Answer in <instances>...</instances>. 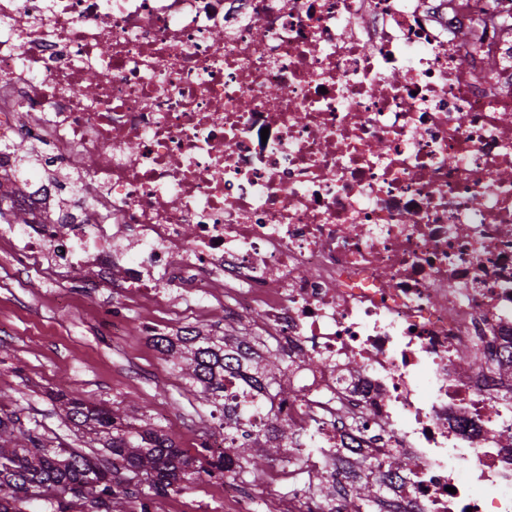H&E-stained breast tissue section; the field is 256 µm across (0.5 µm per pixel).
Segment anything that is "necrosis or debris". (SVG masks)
Here are the masks:
<instances>
[{
	"label": "necrosis or debris",
	"instance_id": "necrosis-or-debris-1",
	"mask_svg": "<svg viewBox=\"0 0 512 512\" xmlns=\"http://www.w3.org/2000/svg\"><path fill=\"white\" fill-rule=\"evenodd\" d=\"M485 9L512 0H0V168L19 139L53 168L0 240L259 317L306 361L268 413L322 450L280 467L296 491L512 512V32ZM75 155L92 224L54 186ZM336 494L342 499L337 512H378L374 506L381 504V487L367 480L354 481L336 490Z\"/></svg>",
	"mask_w": 512,
	"mask_h": 512
}]
</instances>
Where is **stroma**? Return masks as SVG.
Masks as SVG:
<instances>
[{
    "label": "stroma",
    "mask_w": 512,
    "mask_h": 512,
    "mask_svg": "<svg viewBox=\"0 0 512 512\" xmlns=\"http://www.w3.org/2000/svg\"><path fill=\"white\" fill-rule=\"evenodd\" d=\"M123 309L126 329L112 333L108 313ZM155 332L193 329L205 336H254L253 317H227L217 301L200 304L172 286L163 299L132 298L117 282L91 283L87 273L64 282L38 276L15 265L0 251V398L26 426H39L54 441L76 444L71 425L59 410V393H75L138 418L168 434L192 458L205 454L218 416L200 403L170 359L160 354L144 322ZM277 461L244 466L239 481L252 501L251 512L276 504L287 512L285 483H271ZM153 512H231L224 502V481L199 476L184 489L156 497Z\"/></svg>",
    "instance_id": "obj_1"
}]
</instances>
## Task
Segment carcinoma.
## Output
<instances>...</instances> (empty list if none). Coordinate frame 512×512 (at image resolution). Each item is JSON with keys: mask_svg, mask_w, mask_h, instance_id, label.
<instances>
[{"mask_svg": "<svg viewBox=\"0 0 512 512\" xmlns=\"http://www.w3.org/2000/svg\"><path fill=\"white\" fill-rule=\"evenodd\" d=\"M251 340L250 336H182L179 342L189 353L184 358L169 337H152L157 350L181 367L190 386L223 415L224 380L237 377L235 399L240 411L228 418L224 432L230 451L241 462L254 457L256 448L269 458L295 451L302 442L301 429L288 421L278 425L283 447L258 428L259 415L284 394L282 378L288 367L271 349L263 363L252 360ZM59 401L66 419L81 430L89 446L100 444L102 454L54 443L24 426L0 398V512H25L35 501L50 512H79L87 502L100 512H112L114 507L120 512H148V501L180 489L190 475H224V460L206 456L193 461L168 435L138 425L122 413L74 395H63ZM134 480L147 485L148 491H128ZM336 494L342 499L337 512H374L381 504V487L367 480L354 481Z\"/></svg>", "mask_w": 512, "mask_h": 512, "instance_id": "carcinoma-1", "label": "carcinoma"}]
</instances>
